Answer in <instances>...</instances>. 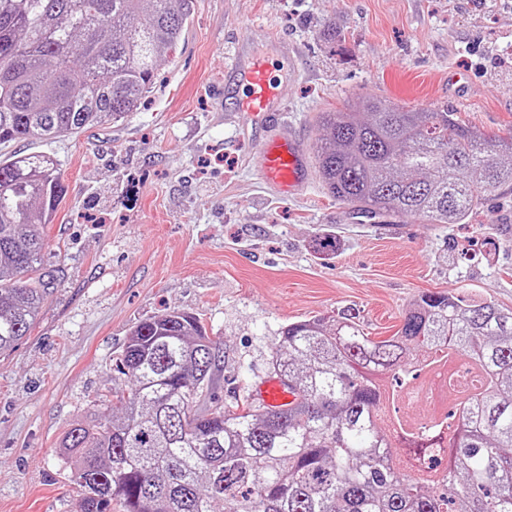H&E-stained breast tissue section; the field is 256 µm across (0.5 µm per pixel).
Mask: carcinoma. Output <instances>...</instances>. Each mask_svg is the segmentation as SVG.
Instances as JSON below:
<instances>
[{
	"mask_svg": "<svg viewBox=\"0 0 512 512\" xmlns=\"http://www.w3.org/2000/svg\"><path fill=\"white\" fill-rule=\"evenodd\" d=\"M193 0H0V145L47 141L124 121L180 42ZM329 112L316 149L337 201L368 220L462 224L512 186V137L459 122L447 107L366 97ZM66 194L46 154L0 160V354L33 325L53 288L40 267ZM471 357L481 386L458 391V420L430 419L419 448L448 436L438 481L394 466L377 415L412 368ZM221 357L201 319L171 311L136 325L114 357L124 386L72 425L62 458L76 512H512V309L425 292L390 336L348 309L280 328L270 376L295 401L267 407L247 389L210 394Z\"/></svg>",
	"mask_w": 512,
	"mask_h": 512,
	"instance_id": "cac0c4a2",
	"label": "carcinoma"
}]
</instances>
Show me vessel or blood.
<instances>
[{
	"mask_svg": "<svg viewBox=\"0 0 512 512\" xmlns=\"http://www.w3.org/2000/svg\"><path fill=\"white\" fill-rule=\"evenodd\" d=\"M228 72L245 87L244 95L233 101L234 112L245 121L261 122L272 130L258 159L261 178L281 195L305 191L310 178L306 150L298 137L283 127L280 121L286 106L269 76L267 57L256 53L245 63L240 58H233ZM257 393L269 407H282L294 400L287 387L277 379L263 381Z\"/></svg>",
	"mask_w": 512,
	"mask_h": 512,
	"instance_id": "b4317fda",
	"label": "vessel or blood"
}]
</instances>
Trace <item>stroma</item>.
Wrapping results in <instances>:
<instances>
[{
  "mask_svg": "<svg viewBox=\"0 0 512 512\" xmlns=\"http://www.w3.org/2000/svg\"><path fill=\"white\" fill-rule=\"evenodd\" d=\"M292 42L283 58L269 36ZM268 55L306 148L319 115L374 95L448 106L512 135V0H195L157 87L127 120L0 154L57 161L65 198L44 233L55 288L28 336L0 355V512H75L59 454L70 425L112 388L111 359L140 322L199 317L225 356L214 385L233 401L268 377L279 328L351 307L389 336L427 291L512 309V187L465 224L372 223L319 176L282 196L261 179V136L224 99L226 48ZM332 238L334 251L319 248Z\"/></svg>",
  "mask_w": 512,
  "mask_h": 512,
  "instance_id": "35a3bbf8",
  "label": "stroma"
}]
</instances>
